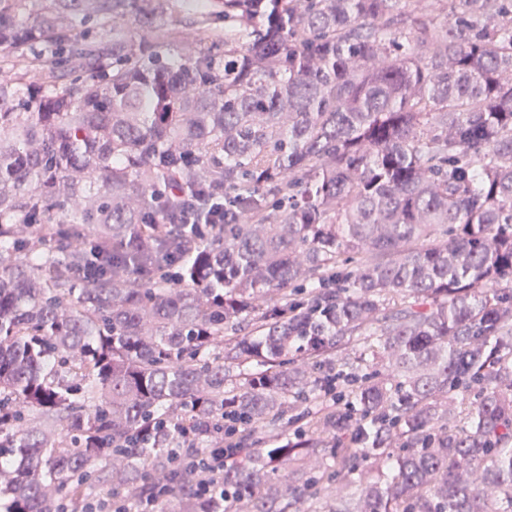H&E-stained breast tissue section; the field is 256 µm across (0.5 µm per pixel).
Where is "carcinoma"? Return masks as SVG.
<instances>
[{"label":"carcinoma","instance_id":"carcinoma-1","mask_svg":"<svg viewBox=\"0 0 512 512\" xmlns=\"http://www.w3.org/2000/svg\"><path fill=\"white\" fill-rule=\"evenodd\" d=\"M184 13L0 0V512H201L228 405L230 512H512V0ZM241 449L227 450L224 448H206L200 460V480L196 484V490L203 500L205 510L209 512H223L224 511V491H218L215 481L211 475L224 471V467H231L235 464L236 459L240 454ZM217 496L222 500V510L214 511L211 505L214 502H219ZM220 503V502H219ZM161 483H156L153 490L146 493L141 499L132 504L134 512H176L179 505L175 501H169L165 504L167 497L159 490ZM165 504V506H164ZM164 506V509L162 510Z\"/></svg>","mask_w":512,"mask_h":512}]
</instances>
